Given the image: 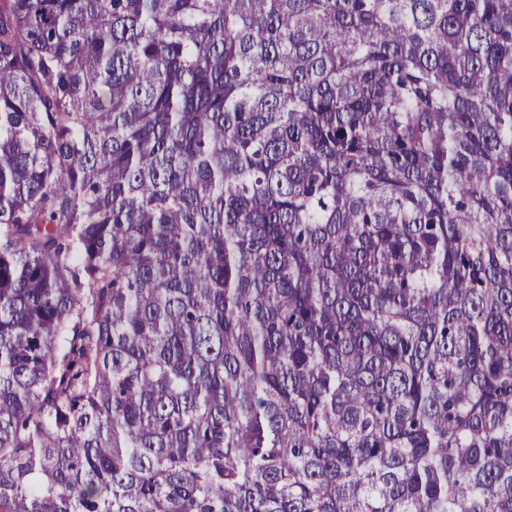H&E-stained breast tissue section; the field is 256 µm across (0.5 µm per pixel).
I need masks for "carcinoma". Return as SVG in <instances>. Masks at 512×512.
I'll return each mask as SVG.
<instances>
[{"label": "carcinoma", "mask_w": 512, "mask_h": 512, "mask_svg": "<svg viewBox=\"0 0 512 512\" xmlns=\"http://www.w3.org/2000/svg\"><path fill=\"white\" fill-rule=\"evenodd\" d=\"M0 512H512V0H0Z\"/></svg>", "instance_id": "obj_1"}]
</instances>
